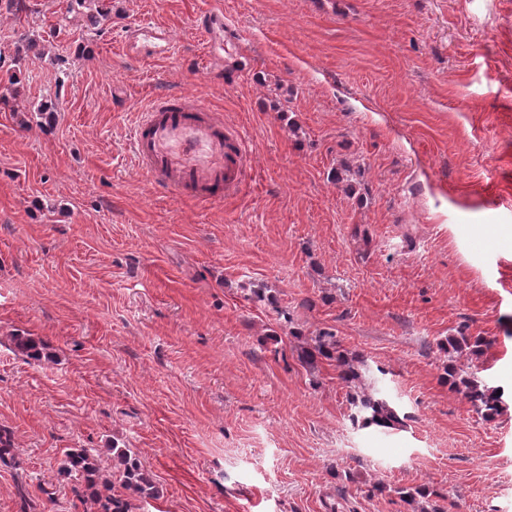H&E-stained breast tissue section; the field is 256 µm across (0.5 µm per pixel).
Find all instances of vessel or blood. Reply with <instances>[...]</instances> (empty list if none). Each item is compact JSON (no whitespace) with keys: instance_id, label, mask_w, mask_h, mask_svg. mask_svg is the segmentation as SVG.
Masks as SVG:
<instances>
[{"instance_id":"obj_1","label":"vessel or blood","mask_w":512,"mask_h":512,"mask_svg":"<svg viewBox=\"0 0 512 512\" xmlns=\"http://www.w3.org/2000/svg\"><path fill=\"white\" fill-rule=\"evenodd\" d=\"M210 56L224 48L231 27L223 14H204L198 23ZM169 36L160 27L130 29L127 52H161ZM131 149L149 183L180 199L221 200L246 184L252 149L239 128L212 118L209 108L191 97L171 96L152 101L131 134Z\"/></svg>"}]
</instances>
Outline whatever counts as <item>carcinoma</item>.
<instances>
[{
	"label": "carcinoma",
	"mask_w": 512,
	"mask_h": 512,
	"mask_svg": "<svg viewBox=\"0 0 512 512\" xmlns=\"http://www.w3.org/2000/svg\"><path fill=\"white\" fill-rule=\"evenodd\" d=\"M15 352L34 361L48 358L44 345L32 336L18 334L12 337ZM486 346L481 336L460 334L448 338V346L444 351H465L479 359ZM297 358L300 364L309 371L318 369L325 360L336 361L338 378L346 386L356 389L351 394L352 421L362 427L371 425L394 429L400 424V418L390 402L373 388L369 391L361 389L362 372L354 360L339 351L335 333L320 330L315 335L303 340L297 346ZM448 381L471 404L473 410L487 420L494 419L501 411L502 396L497 389L488 386L473 374L458 371L455 364L446 365ZM112 458L113 473L120 478L125 494L112 493V480L105 474L101 466V453L98 448H73L64 454L59 474L77 483L75 493L78 500L91 504L96 512H132L133 502L157 499L161 490L156 485L153 475L145 469L128 448L112 445L107 449ZM0 463L18 469L20 461L16 459L12 434L0 428ZM396 493L410 507L411 512H437L436 506L425 500L427 491L404 490L399 488Z\"/></svg>",
	"instance_id": "1"
}]
</instances>
